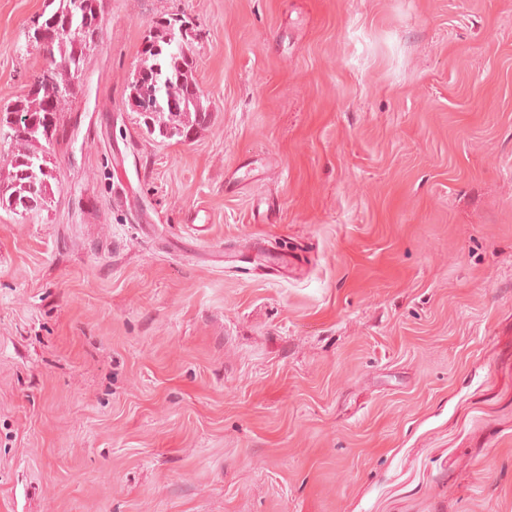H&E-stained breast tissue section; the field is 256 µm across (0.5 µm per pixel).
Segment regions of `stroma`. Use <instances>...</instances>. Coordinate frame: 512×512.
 I'll list each match as a JSON object with an SVG mask.
<instances>
[{
  "label": "stroma",
  "mask_w": 512,
  "mask_h": 512,
  "mask_svg": "<svg viewBox=\"0 0 512 512\" xmlns=\"http://www.w3.org/2000/svg\"><path fill=\"white\" fill-rule=\"evenodd\" d=\"M44 6L0 0V108ZM172 13L189 141L127 102ZM101 17L49 197L0 206V512H512V0ZM256 240L305 276L220 263Z\"/></svg>",
  "instance_id": "stroma-1"
}]
</instances>
